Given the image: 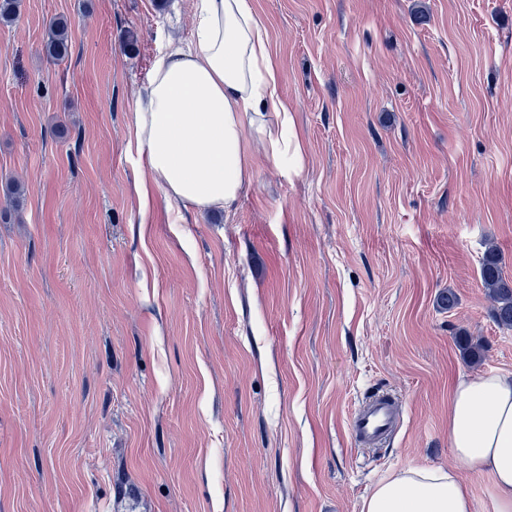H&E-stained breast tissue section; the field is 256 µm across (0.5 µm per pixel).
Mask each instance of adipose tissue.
<instances>
[{
	"instance_id": "adipose-tissue-1",
	"label": "adipose tissue",
	"mask_w": 512,
	"mask_h": 512,
	"mask_svg": "<svg viewBox=\"0 0 512 512\" xmlns=\"http://www.w3.org/2000/svg\"><path fill=\"white\" fill-rule=\"evenodd\" d=\"M279 62L252 0H196L194 47L157 58L136 102L134 143L148 159L150 186L203 212L231 210L253 176L251 141L290 174L306 167L295 117L281 96ZM456 464L393 472L362 500L360 512H473L459 471L489 475L493 512H512V374L462 378L448 404Z\"/></svg>"
}]
</instances>
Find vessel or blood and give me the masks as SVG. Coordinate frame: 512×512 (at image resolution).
<instances>
[{
    "instance_id": "1",
    "label": "vessel or blood",
    "mask_w": 512,
    "mask_h": 512,
    "mask_svg": "<svg viewBox=\"0 0 512 512\" xmlns=\"http://www.w3.org/2000/svg\"><path fill=\"white\" fill-rule=\"evenodd\" d=\"M401 422V404L391 393L378 392L367 397L354 410L348 429L355 443L376 447L385 443Z\"/></svg>"
}]
</instances>
